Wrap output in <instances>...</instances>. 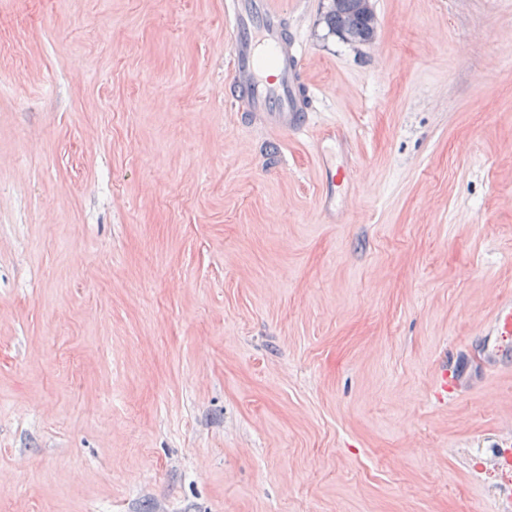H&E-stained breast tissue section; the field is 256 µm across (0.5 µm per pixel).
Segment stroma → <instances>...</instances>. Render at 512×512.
Masks as SVG:
<instances>
[{"label": "stroma", "instance_id": "1", "mask_svg": "<svg viewBox=\"0 0 512 512\" xmlns=\"http://www.w3.org/2000/svg\"><path fill=\"white\" fill-rule=\"evenodd\" d=\"M225 2L0 0V512H499L512 0H371L359 48L277 0L291 134L226 104ZM351 166L340 167L335 171L329 170L325 173L323 180V188L319 196V207L320 210L325 214H330V201L333 194L336 192V187H349L351 180Z\"/></svg>", "mask_w": 512, "mask_h": 512}]
</instances>
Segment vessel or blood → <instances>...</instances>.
<instances>
[{"label": "vessel or blood", "instance_id": "b4317fda", "mask_svg": "<svg viewBox=\"0 0 512 512\" xmlns=\"http://www.w3.org/2000/svg\"><path fill=\"white\" fill-rule=\"evenodd\" d=\"M225 26L231 48L227 83L231 99L284 132L306 125L312 96L302 85L301 58L281 11L271 0H227ZM351 167L326 172L319 207L330 213L337 188L348 186Z\"/></svg>", "mask_w": 512, "mask_h": 512}]
</instances>
